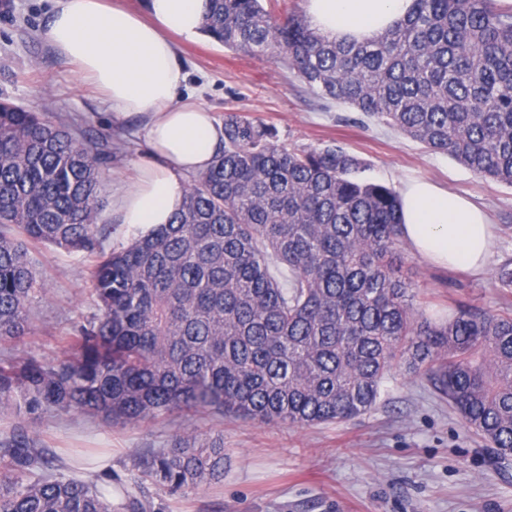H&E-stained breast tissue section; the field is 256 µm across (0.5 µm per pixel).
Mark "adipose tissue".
Returning a JSON list of instances; mask_svg holds the SVG:
<instances>
[{"instance_id":"ef3b65f1","label":"adipose tissue","mask_w":512,"mask_h":512,"mask_svg":"<svg viewBox=\"0 0 512 512\" xmlns=\"http://www.w3.org/2000/svg\"><path fill=\"white\" fill-rule=\"evenodd\" d=\"M414 0H306L308 21L346 41L373 37L405 17ZM206 0H147L145 13L119 0H54L47 37L56 54L91 78L116 116L146 119L148 159L135 185L119 192L120 223L139 237L169 223L183 205L185 174L205 172L224 141L206 109L177 101L186 80L173 36L202 34ZM401 231L416 254L441 266L478 270L492 252L489 217L471 201L413 179L400 190Z\"/></svg>"}]
</instances>
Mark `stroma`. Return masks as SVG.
<instances>
[{"label":"stroma","instance_id":"35a3bbf8","mask_svg":"<svg viewBox=\"0 0 512 512\" xmlns=\"http://www.w3.org/2000/svg\"><path fill=\"white\" fill-rule=\"evenodd\" d=\"M52 0H0V96L70 124L112 157L102 166L101 218L114 225L108 248L128 246L112 201L131 185L148 156L143 116L122 120L102 94L51 48L46 31ZM187 78L178 97L223 119L234 111L274 127L286 148L335 144L364 160L368 180L400 189L422 177L482 205L492 217L494 247L484 271L434 267L402 250L408 275L427 314L443 317L454 301L488 310L504 308L496 283L512 265V188L481 177L450 156L434 152L356 109L321 99L281 58L258 59L209 37L179 40ZM49 289L32 305V333L22 351L50 360L73 324L97 314L81 253L52 246L31 250ZM223 432L228 459L224 480L187 496L154 497L152 512H512V465L496 469L491 452L439 404L419 380L398 371L383 384L369 413L340 424L294 428L241 418L188 421L172 414L127 427L45 416L38 436L51 448H105L91 469L121 475L133 452L163 446L176 432L206 437Z\"/></svg>","mask_w":512,"mask_h":512}]
</instances>
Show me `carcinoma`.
Masks as SVG:
<instances>
[{
    "instance_id": "obj_1",
    "label": "carcinoma",
    "mask_w": 512,
    "mask_h": 512,
    "mask_svg": "<svg viewBox=\"0 0 512 512\" xmlns=\"http://www.w3.org/2000/svg\"><path fill=\"white\" fill-rule=\"evenodd\" d=\"M203 30L234 51L286 60L327 101L512 186V11L496 0H415L395 26L336 41L288 0H208ZM104 157L41 112L0 97V512H147L152 486L224 480V434L176 435L122 478L83 473L42 444L45 415L108 427L167 413L264 425L343 423L403 369L512 459V313L460 302L444 322L399 274L400 197L339 146L287 149L267 125L224 114V145L168 224L106 248ZM83 253L100 315L53 361L20 354L47 288L29 248Z\"/></svg>"
}]
</instances>
